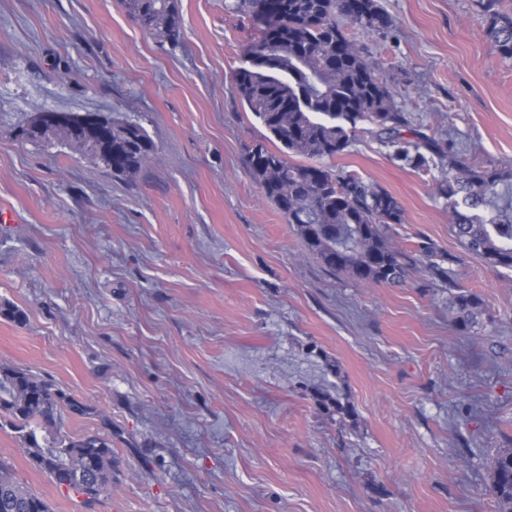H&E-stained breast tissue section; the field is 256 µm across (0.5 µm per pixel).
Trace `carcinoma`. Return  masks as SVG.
<instances>
[{"instance_id": "1", "label": "carcinoma", "mask_w": 512, "mask_h": 512, "mask_svg": "<svg viewBox=\"0 0 512 512\" xmlns=\"http://www.w3.org/2000/svg\"><path fill=\"white\" fill-rule=\"evenodd\" d=\"M149 34L176 43L181 35L177 0H120ZM484 36L501 58L512 60V0H476ZM226 11L258 20L277 11L261 41L248 49L250 67L235 74L236 94L280 143H256L247 171L283 215L306 254L328 273L357 285H396L413 266L412 255L391 244L389 231L404 223V211L386 189L336 167L334 160L355 141L367 122L385 145L413 167L442 165L448 173L436 190L462 247L490 267L512 271V165L494 169L459 161L438 145L406 140L407 118L365 48L338 18L364 33H387L391 16L378 0H224ZM30 141L56 140L96 158L117 177L141 172L155 145L138 123L112 122V141L91 143L65 127L30 124ZM416 254L432 277L448 280V257L429 243ZM488 315L477 293L448 285V318L464 335H476ZM324 371L336 378L312 398L328 416L356 418L341 384L339 361L322 355ZM86 417L92 406L67 395L32 371L0 364V417L19 433L30 464L55 485L95 500L112 491V423L101 420L93 434L61 433L64 414ZM486 493L496 512H512V447L499 448L491 461ZM0 512H51L47 501L0 461Z\"/></svg>"}]
</instances>
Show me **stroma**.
Masks as SVG:
<instances>
[{
	"mask_svg": "<svg viewBox=\"0 0 512 512\" xmlns=\"http://www.w3.org/2000/svg\"><path fill=\"white\" fill-rule=\"evenodd\" d=\"M387 35L358 34L405 113L407 139L512 163V60L492 53L475 0H379ZM182 36L155 39L119 0H0V363L95 406L68 434L112 423V491L93 503L36 471L0 424V460L52 512H495L496 449L512 446V272L465 257L436 193L370 133L337 166L379 185L405 221L392 244L430 243L494 318L448 319L417 265L360 287L306 257L246 169L265 129L234 75L260 31L224 0H178ZM100 112L156 150L113 176L21 131L39 112ZM342 365L355 422L312 388Z\"/></svg>",
	"mask_w": 512,
	"mask_h": 512,
	"instance_id": "stroma-1",
	"label": "stroma"
}]
</instances>
